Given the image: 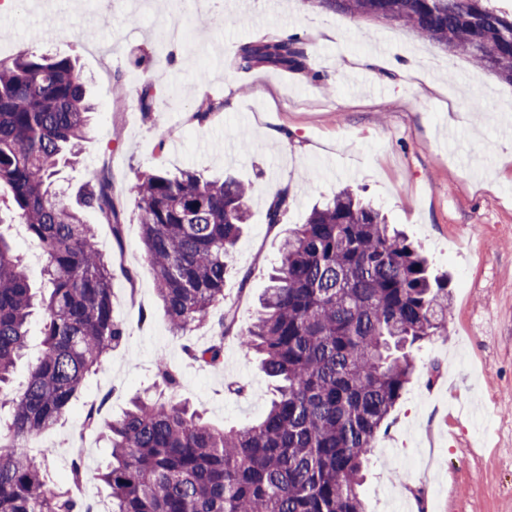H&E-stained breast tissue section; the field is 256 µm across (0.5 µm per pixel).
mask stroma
Here are the masks:
<instances>
[{
	"label": "stroma",
	"instance_id": "35a3bbf8",
	"mask_svg": "<svg viewBox=\"0 0 512 512\" xmlns=\"http://www.w3.org/2000/svg\"><path fill=\"white\" fill-rule=\"evenodd\" d=\"M35 0L0 8V60L30 53L75 58L99 110L77 163L61 166L57 189L74 205L91 173L109 165L116 187L153 166L191 168L218 179L232 172L253 187L250 220L229 255L224 307L239 326L260 311L270 259L304 223L313 204L350 187L418 241L435 272L447 273L451 313L445 335L418 351L405 393L380 433L362 496L366 512H418L420 483L437 491L438 512H512V85L399 26L314 11L302 0H244L224 8L220 28L201 8L183 13L174 0H151L150 15L126 0ZM190 33V42L159 39L152 16ZM51 37H43V30ZM94 30L83 38L85 30ZM299 36L316 82L299 74L234 65L240 43ZM151 85L155 110L138 94ZM483 98L480 123L468 100ZM221 108L200 123L198 100ZM245 130L243 138L230 134ZM287 185L283 223L267 224L273 189ZM123 229L114 239L87 210L100 250L123 273L112 280L126 339L92 372L63 419L44 432L55 456L50 473L66 484L74 455L99 467L110 454L101 432L83 425L88 407L107 398L105 419L120 416L137 394L159 390L155 364L165 358L178 394L218 428L258 419L271 381L236 337L224 361L199 369L185 344L207 346L203 325L173 333L144 258L132 198L122 197Z\"/></svg>",
	"mask_w": 512,
	"mask_h": 512
}]
</instances>
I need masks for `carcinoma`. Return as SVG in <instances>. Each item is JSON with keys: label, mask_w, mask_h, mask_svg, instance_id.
<instances>
[{"label": "carcinoma", "mask_w": 512, "mask_h": 512, "mask_svg": "<svg viewBox=\"0 0 512 512\" xmlns=\"http://www.w3.org/2000/svg\"><path fill=\"white\" fill-rule=\"evenodd\" d=\"M314 9L398 25L512 85V12L493 0H304ZM236 66L312 71L300 39L242 43ZM95 106L76 61L27 53L0 63V205L46 255L48 294L30 285L23 259L0 231V408L12 412L0 443V512H83L52 479L46 450L26 444L67 412L86 376L125 339L112 302V262L78 211L53 189L60 166L87 138ZM253 187L233 177L157 167L138 173L134 199L142 242L170 327L213 319L224 301L226 258L248 223ZM79 204L97 210L122 239V212L107 169L95 171ZM288 189L267 223L280 224ZM272 285L246 328L225 313L216 343L185 348L195 362L224 360L233 333L275 382L266 413L244 427L210 426L177 398L137 396L104 425L110 457L96 478L112 490L111 512H365L359 488L382 427L414 371V352L446 333L448 276L430 270L421 246L349 187L315 206L283 242ZM41 310L42 350L24 386L10 384Z\"/></svg>", "instance_id": "obj_1"}]
</instances>
